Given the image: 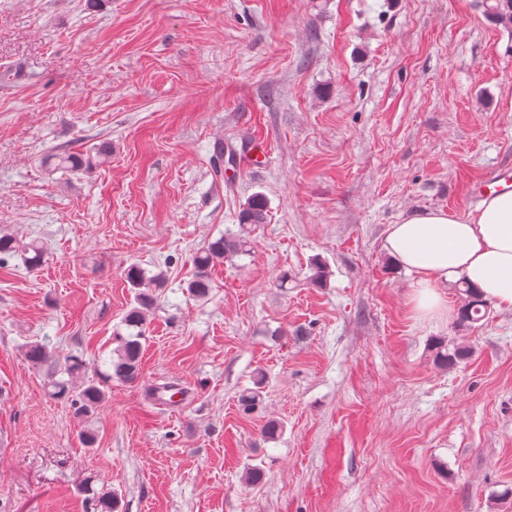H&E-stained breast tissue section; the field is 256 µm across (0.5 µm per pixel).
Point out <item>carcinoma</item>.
Returning <instances> with one entry per match:
<instances>
[{"label":"carcinoma","instance_id":"cac0c4a2","mask_svg":"<svg viewBox=\"0 0 512 512\" xmlns=\"http://www.w3.org/2000/svg\"><path fill=\"white\" fill-rule=\"evenodd\" d=\"M486 17L498 26L512 32V0H482ZM84 159L73 152H64L54 158V166L70 172L82 170ZM266 201L256 194L248 199L239 214V224H262L265 220ZM250 252L249 241L240 233L230 230L224 235L207 243L193 258L197 275L187 286L189 295L204 298L210 290L207 270L215 263L230 260L236 256ZM20 255L31 268H36L43 261V248L35 241L23 242L12 235L0 234V264L8 257ZM126 278L130 286L137 290L136 305L130 307L123 318V324L131 330L126 336L119 337V345L111 359V377L125 382L134 383L141 377L140 356L143 348L142 340L146 339V326L149 313L155 304L152 289L159 288L164 282V275L157 273L152 276L138 265L127 269ZM462 307L460 319L469 324L481 322L488 315V302L473 296L468 286L460 289ZM25 357L36 367L43 366L54 359L53 352L45 342H31L25 346ZM63 373L65 379H51L47 388L56 398H73L77 411L88 414L100 406L105 392L94 378L84 375L82 362L75 356L65 361ZM262 376H257L254 387L244 389L239 395L238 403L243 412L252 411L262 397Z\"/></svg>","mask_w":512,"mask_h":512}]
</instances>
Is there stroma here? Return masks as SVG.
<instances>
[{"label":"stroma","instance_id":"1","mask_svg":"<svg viewBox=\"0 0 512 512\" xmlns=\"http://www.w3.org/2000/svg\"><path fill=\"white\" fill-rule=\"evenodd\" d=\"M1 66L0 231L45 256L0 265V512H92L87 483L117 512H512V309L460 324L452 282L417 314L384 248L512 166V33L478 0H0ZM256 140L266 165L216 177ZM258 193L266 223L240 225ZM237 227L249 255L189 296ZM133 263L166 275L141 378L78 415L24 346L107 371ZM165 382L178 407L148 400ZM250 252L249 241L241 233H234L227 230L224 235L209 241L205 247L195 253L193 258L197 269V275L187 286L189 295L196 298H204L210 290V283L207 270L216 262L231 260L240 255Z\"/></svg>","mask_w":512,"mask_h":512}]
</instances>
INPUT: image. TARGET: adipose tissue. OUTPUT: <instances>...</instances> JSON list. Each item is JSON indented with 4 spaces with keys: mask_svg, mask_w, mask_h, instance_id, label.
<instances>
[{
    "mask_svg": "<svg viewBox=\"0 0 512 512\" xmlns=\"http://www.w3.org/2000/svg\"><path fill=\"white\" fill-rule=\"evenodd\" d=\"M385 249L412 275V301L423 314L444 309L441 290L455 279L512 309V192L492 195L465 215L408 216L388 227Z\"/></svg>",
    "mask_w": 512,
    "mask_h": 512,
    "instance_id": "obj_1",
    "label": "adipose tissue"
}]
</instances>
